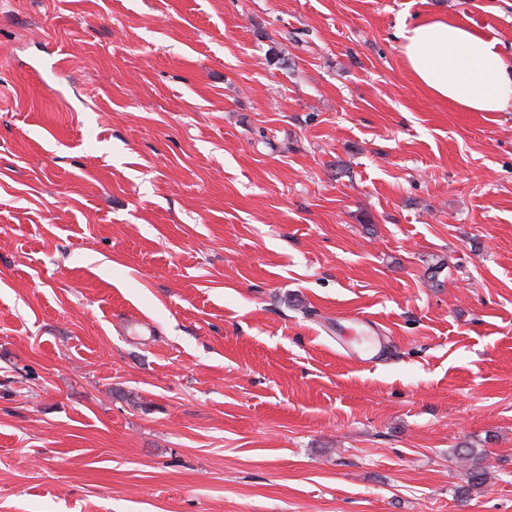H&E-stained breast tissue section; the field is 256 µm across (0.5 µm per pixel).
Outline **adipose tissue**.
Segmentation results:
<instances>
[{
	"mask_svg": "<svg viewBox=\"0 0 512 512\" xmlns=\"http://www.w3.org/2000/svg\"><path fill=\"white\" fill-rule=\"evenodd\" d=\"M397 39L414 81L431 96L471 112L512 110V58L494 41L441 16L403 25Z\"/></svg>",
	"mask_w": 512,
	"mask_h": 512,
	"instance_id": "1",
	"label": "adipose tissue"
}]
</instances>
